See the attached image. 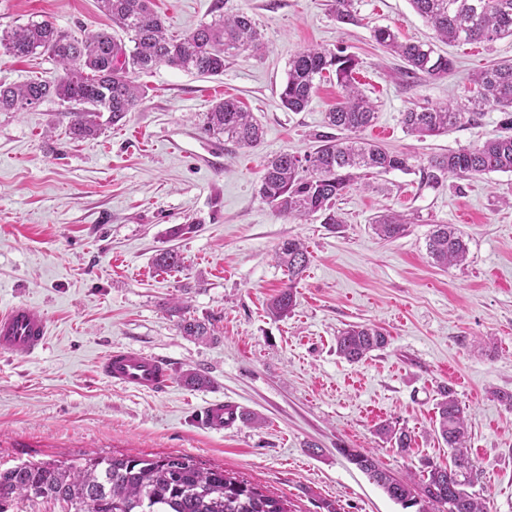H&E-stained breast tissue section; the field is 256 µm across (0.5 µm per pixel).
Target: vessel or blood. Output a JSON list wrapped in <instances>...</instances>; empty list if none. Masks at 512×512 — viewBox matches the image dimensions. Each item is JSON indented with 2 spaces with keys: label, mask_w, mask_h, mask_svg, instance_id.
Instances as JSON below:
<instances>
[{
  "label": "vessel or blood",
  "mask_w": 512,
  "mask_h": 512,
  "mask_svg": "<svg viewBox=\"0 0 512 512\" xmlns=\"http://www.w3.org/2000/svg\"><path fill=\"white\" fill-rule=\"evenodd\" d=\"M47 335V319L32 305L21 302L0 312L1 352L32 353L44 345ZM100 371L111 383L144 392L164 391L171 381L164 361L129 349L111 351Z\"/></svg>",
  "instance_id": "vessel-or-blood-1"
}]
</instances>
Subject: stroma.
<instances>
[{
  "label": "stroma",
  "instance_id": "1",
  "mask_svg": "<svg viewBox=\"0 0 512 512\" xmlns=\"http://www.w3.org/2000/svg\"><path fill=\"white\" fill-rule=\"evenodd\" d=\"M169 32L183 34L216 12H244L265 49L226 61L204 77L161 65L134 74L145 91L136 111L74 140L58 101L0 112V311L25 302L49 323L43 349L0 353V467L24 461L76 465L91 455L187 454L284 499L289 512H403L346 458L371 452L404 479L425 462L445 465L432 434L440 386L452 388L468 423L467 455L481 473L486 512H512V173L426 177L431 157L502 134L487 111L438 137L406 132L402 114L464 99L473 73L512 60V37L489 43L436 40L409 0H354L361 23L337 22L330 0H155ZM49 20L76 37L112 30L98 0H0V30ZM391 27L401 40L429 41L453 58L447 76L402 74V62L373 38ZM355 54L359 88L377 106L364 136L410 157L405 171L359 180L336 203L328 229L319 216H280L258 192L264 163L313 150L325 114L340 97L335 79L317 84L305 111L279 94L288 61L307 46ZM51 59L0 50V84L54 80ZM234 98L263 127L253 149L203 130L207 112ZM408 221L381 240L385 210ZM192 225L174 237L169 230ZM457 228L466 260L442 268L427 255L434 225ZM301 239L310 264L290 315L267 303L288 283L274 252ZM178 251L163 271L154 258ZM211 323L204 338L182 335L181 316ZM352 324L383 328L387 345L351 363L336 337ZM166 361L170 387L147 394L108 382L99 365L113 349ZM208 376L196 390L185 373ZM221 402L259 423L207 429L203 410ZM390 422L416 437L397 451L377 434Z\"/></svg>",
  "mask_w": 512,
  "mask_h": 512
}]
</instances>
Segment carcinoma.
I'll return each mask as SVG.
<instances>
[{
  "mask_svg": "<svg viewBox=\"0 0 512 512\" xmlns=\"http://www.w3.org/2000/svg\"><path fill=\"white\" fill-rule=\"evenodd\" d=\"M112 23L129 36L133 47L108 31L78 38L48 20L31 21L0 33V48L15 56L42 55L61 68L52 81L30 80L14 86L0 85V112L32 109L56 99L77 109L69 125L76 137L93 136L100 118L116 124L141 104L144 90L134 82L135 71L167 65L200 75L224 73V61L250 51L258 54L264 43L255 22L241 12L219 14L209 23L181 35L170 36L153 10L152 0H99ZM413 9L448 43H481L512 36V0H411ZM331 10L342 24L357 25L360 18L353 0H331ZM374 40L406 63L409 75L440 78L453 70L451 58L427 42H403L389 27L373 32ZM359 59L338 47H307L288 62L286 82L280 92L282 106L301 112L311 102L316 81L336 77L340 99L326 114V125L343 133L318 135L315 148L298 156L284 152L263 165L259 193L274 210L288 218L319 215L325 224H337L336 200L354 185L359 172L385 173L408 169L409 157L389 151L362 137L375 119V107L354 82ZM476 94L463 105L411 108L403 113L408 133L437 137L462 119L486 110L505 114L512 130V61L475 73ZM205 131L224 136L241 148H255L263 129L252 113L230 98L217 102L207 115ZM433 171L450 176L512 172V135H499L483 143L451 151L428 161ZM373 226L383 240L396 239L407 226L403 215L390 211L376 216ZM427 251L441 267L465 260L466 243L458 231L437 224L427 240ZM288 270V286L268 305L270 314L282 318L295 305L294 288L310 264L307 247L298 239L284 241L275 252ZM161 269H174L181 255L167 249L155 257ZM185 336L210 335V327L195 318L178 323ZM386 335L377 327L355 324L336 337V352L349 362H359L385 347ZM433 433L454 450L452 465L427 464L419 483L393 478L373 454L342 449L348 460L404 509L414 512H484L470 488L479 472L464 454L467 434L464 411L449 389L440 392ZM378 435L403 452L413 436L384 424ZM60 505L62 512H288L283 500L260 491L251 482L220 467L203 468L189 455L91 456L80 465L62 467L51 462L25 461L0 469V512H36L39 504Z\"/></svg>",
  "mask_w": 512,
  "mask_h": 512,
  "instance_id": "cac0c4a2",
  "label": "carcinoma"
}]
</instances>
